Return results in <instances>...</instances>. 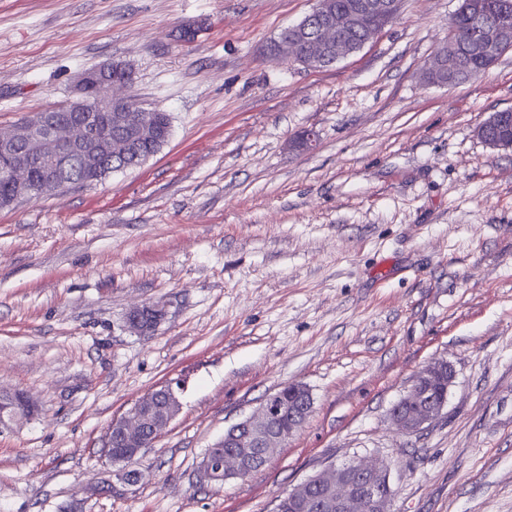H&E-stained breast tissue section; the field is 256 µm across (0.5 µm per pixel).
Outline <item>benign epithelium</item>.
Returning a JSON list of instances; mask_svg holds the SVG:
<instances>
[{"label":"benign epithelium","mask_w":512,"mask_h":512,"mask_svg":"<svg viewBox=\"0 0 512 512\" xmlns=\"http://www.w3.org/2000/svg\"><path fill=\"white\" fill-rule=\"evenodd\" d=\"M398 5L399 0H365L358 12L344 16L331 13L318 0L310 12V16L322 23L316 52L308 56L303 51L299 25L290 28L291 36L282 33L274 39L273 52L309 69L333 65L364 47V44L351 43L344 37L348 28H372L375 21L395 16ZM500 39L501 36L492 32L478 39L472 37L467 44L477 46L485 54H492L497 50ZM109 73V67L101 65L81 74L77 84L80 100L72 104V109L76 112L87 111L86 104L81 101L86 87L102 89L101 98L93 111L109 113L110 121L120 132L117 139L87 136L80 132L81 126L78 124L72 131L62 130L51 110L33 113L0 135V157L6 162L3 173L15 185L16 196L50 194L68 187L71 182L67 172L76 157L84 160L92 172L93 181H99L111 172L112 165L103 162V159L114 152L121 151L132 157L133 166L140 161V130L127 115V99L112 93L115 85ZM35 157L42 160L37 180L32 178L31 173V162ZM163 316L161 307L143 303L130 311L126 324L132 332L145 336L156 330ZM443 374L448 375V381H453V370L446 361L431 362L415 374L411 387L400 398V404L390 410V419L399 430L417 432L442 412L445 401H426L422 383ZM301 391L305 393V404L298 411L288 412V431L284 432L275 425L283 409L284 391L278 390L263 401L255 414L224 432V439L217 442L215 447L226 448L228 452L208 453L200 467L202 476L211 482L241 477L242 448H263L266 460H272L278 448L313 412L312 393L304 387ZM180 409L181 404L173 387L161 385L143 396L128 415L112 421L104 454L117 467L118 480L129 485L139 482L141 472L132 466L134 458L141 449L157 439ZM34 410L33 403L27 398L16 393L3 394L0 396V425L8 427L30 416ZM114 441L121 442L125 452H112ZM287 498L296 512H390L392 494L389 468L357 459L344 465L331 464L290 490Z\"/></svg>","instance_id":"7a95c632"}]
</instances>
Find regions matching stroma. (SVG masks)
<instances>
[{
  "mask_svg": "<svg viewBox=\"0 0 512 512\" xmlns=\"http://www.w3.org/2000/svg\"><path fill=\"white\" fill-rule=\"evenodd\" d=\"M315 0H0V131L124 61L172 133L140 167L0 209V512H274L330 464L390 465L391 512H512V50L432 86L459 0H401L360 51L313 70L270 51ZM316 148L300 147L304 131ZM153 335L127 330L142 303ZM444 360L441 414L389 411ZM179 384L181 410L113 481L112 420ZM314 410L265 468L209 483L207 450L284 385ZM108 482L112 492L91 486ZM153 311L156 318L153 321V324L151 326L146 327L142 326V323L138 316L145 311ZM164 316V312L161 307L158 305L150 304V303H143L140 305H137L134 307L130 313L126 317V324L127 327L133 332L141 336L148 335L156 330L158 325L160 324L162 318ZM446 373L449 389L454 375L447 361L431 362L415 374L411 387L400 398L401 405L393 406L390 410V419L399 430L406 433L417 432L442 412L445 398L438 403H429L425 400L426 393L422 383ZM35 410L33 403L18 394H1L0 396V425L9 427L13 422L30 416Z\"/></svg>",
  "mask_w": 512,
  "mask_h": 512,
  "instance_id": "obj_1",
  "label": "stroma"
}]
</instances>
